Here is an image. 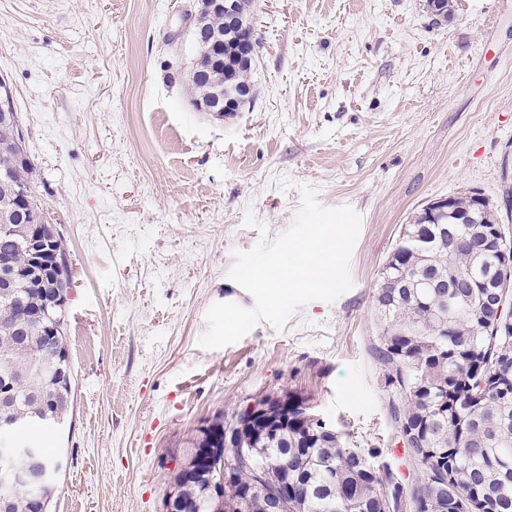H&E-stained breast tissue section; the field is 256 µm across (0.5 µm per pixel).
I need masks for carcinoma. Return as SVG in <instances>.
<instances>
[{"label": "carcinoma", "mask_w": 512, "mask_h": 512, "mask_svg": "<svg viewBox=\"0 0 512 512\" xmlns=\"http://www.w3.org/2000/svg\"><path fill=\"white\" fill-rule=\"evenodd\" d=\"M251 0H238L232 26L208 18L207 28L224 27V54L239 87L250 68L235 61L241 17ZM17 116L12 88L0 84V117ZM35 168L21 159L11 181L0 183V225L16 228L0 236L20 270L31 256L16 242L34 234L43 212L33 192ZM28 189L21 201L16 188ZM49 273L70 278L62 238H57ZM47 279L21 280L10 305L0 304V372L19 380L8 411L22 422L3 437L37 444L33 431L62 429L72 387L59 392L58 369L73 379L65 338L66 310L39 314ZM378 335L372 353L384 387L397 402L391 413L398 434L410 431L405 453L421 470L410 490L411 512H433L431 499L453 485L471 508L447 512H512V236L496 206L473 192L452 197V211L421 208L405 225L381 271L374 293ZM22 325L26 335L12 331ZM252 466L288 476V512H399L403 487L381 476L358 448L340 441L318 416L288 412L276 433L257 437ZM253 474L239 469L215 497L197 483L180 484L192 512H240ZM55 482L13 494L10 512H39Z\"/></svg>", "instance_id": "carcinoma-1"}]
</instances>
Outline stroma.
<instances>
[{"label":"stroma","instance_id":"stroma-1","mask_svg":"<svg viewBox=\"0 0 512 512\" xmlns=\"http://www.w3.org/2000/svg\"><path fill=\"white\" fill-rule=\"evenodd\" d=\"M194 4L0 0V76L72 280L73 413L42 435L63 463L49 512H161L202 424L289 392L411 486L373 293L424 205L472 190L504 204L512 0H454L445 21L425 0H253L255 98L221 119L171 77ZM303 184L362 216L351 289L200 348L211 304H254L227 276L233 250L287 229Z\"/></svg>","mask_w":512,"mask_h":512}]
</instances>
